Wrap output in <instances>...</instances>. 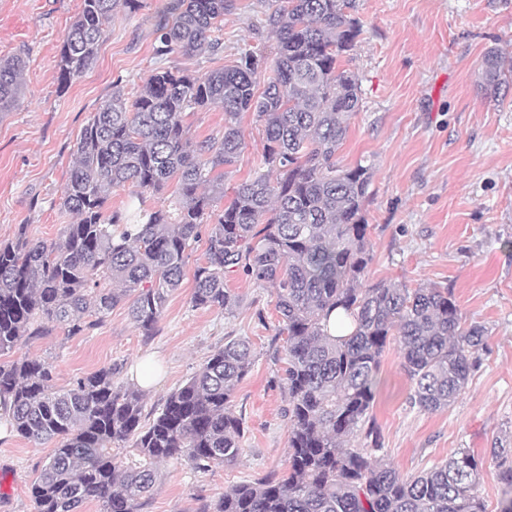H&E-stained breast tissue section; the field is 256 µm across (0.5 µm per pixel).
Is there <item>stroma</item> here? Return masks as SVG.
Instances as JSON below:
<instances>
[{
    "label": "stroma",
    "mask_w": 512,
    "mask_h": 512,
    "mask_svg": "<svg viewBox=\"0 0 512 512\" xmlns=\"http://www.w3.org/2000/svg\"><path fill=\"white\" fill-rule=\"evenodd\" d=\"M163 3L141 0L136 12L118 11L93 66L63 89L59 53L82 0H0V58L26 62V94L0 118V243L21 229L50 241L72 223L59 202L80 133L115 82L133 90L155 68L152 18ZM281 5L233 0L224 14L222 65L249 49L273 57L267 18ZM352 13L362 33L348 66L359 78L362 107L351 115L337 157L345 166H373L366 205L370 279L449 288L464 321L486 329V351L467 388L434 413L411 404L400 355L385 353L373 409L381 455L411 475L470 449L483 459L477 494L496 512L489 450L498 441L512 446V92L501 102L485 98L477 72L488 48L512 57V0H353ZM241 129L244 145L225 180L229 187L265 171L261 126L252 113L243 114ZM227 286L241 297L231 314L193 307L192 281L184 279L148 341L121 304L94 329L72 336L53 324L25 346L51 364L59 388L110 364L127 382L151 363L157 382L145 391L149 414L226 337L252 343L255 363L232 406L244 422L237 464L205 473L183 462L161 464L148 512H200L231 485L287 465L275 290L241 273ZM52 448L0 427V474L11 480L0 512H35L29 489Z\"/></svg>",
    "instance_id": "35a3bbf8"
}]
</instances>
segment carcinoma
Masks as SVG:
<instances>
[{"mask_svg": "<svg viewBox=\"0 0 512 512\" xmlns=\"http://www.w3.org/2000/svg\"><path fill=\"white\" fill-rule=\"evenodd\" d=\"M83 0L58 61L65 88L96 61L118 6ZM232 0H166L153 18L154 56L216 55ZM352 0H287L268 16L277 43L269 61L246 51L202 74L158 66L133 97L121 83L83 128L60 209L74 215L47 242L18 232L0 244V357L48 335H77L120 304L145 339L155 336L182 284L188 251L205 241L191 302L227 313L240 296L226 279L242 271L275 289L285 334L283 394L288 469L235 484L201 512H487L475 494L482 457L460 450L442 465L404 475L377 456L373 407L382 357L395 347L422 410L448 408L480 363L485 330L466 324L452 292L368 283L373 246L366 221L372 166L340 165L349 116L362 106L357 75L343 65L361 32ZM25 62L0 59V117L25 92ZM512 60L488 49L478 86L492 98L509 85ZM264 89L256 93V86ZM224 111V132L193 140L186 119ZM261 123L266 173L224 200L240 155V122ZM171 191L169 204L140 215L108 210L112 192ZM224 210L207 223L219 201ZM338 335L328 331L332 313ZM253 365L252 347L230 338L148 420L142 389L103 367L58 389L45 360L0 362V419L29 441L57 440L31 486L36 512H145L158 465L184 460L200 472L237 463L243 421L231 410ZM363 435L357 448L353 438ZM132 453L126 454V448ZM497 512H512V448L496 445Z\"/></svg>", "mask_w": 512, "mask_h": 512, "instance_id": "carcinoma-1", "label": "carcinoma"}]
</instances>
